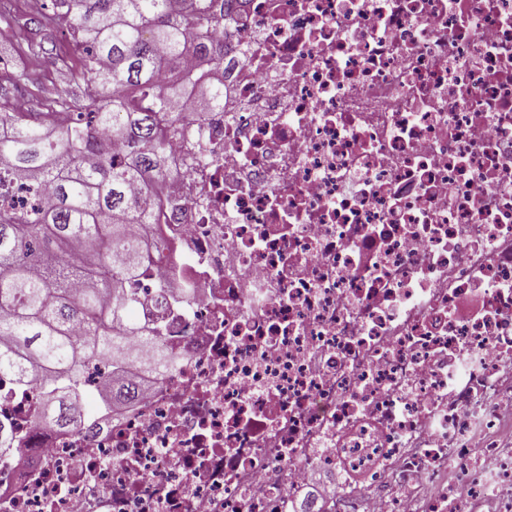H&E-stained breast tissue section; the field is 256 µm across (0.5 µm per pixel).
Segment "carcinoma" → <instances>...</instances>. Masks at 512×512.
Instances as JSON below:
<instances>
[{
  "label": "carcinoma",
  "instance_id": "cac0c4a2",
  "mask_svg": "<svg viewBox=\"0 0 512 512\" xmlns=\"http://www.w3.org/2000/svg\"><path fill=\"white\" fill-rule=\"evenodd\" d=\"M228 0H51L37 23L65 28L75 75L101 98L87 112H0V195L30 179V203L0 205V375L37 387L35 421L76 427L87 362L103 359L108 404L131 401L171 370L161 337L141 330L128 284L151 247L155 201L136 198L167 165L164 130L186 120L183 93L206 75L196 120L223 108L231 47L215 42ZM193 56L200 67L183 68ZM82 287L70 293L65 281ZM84 335H74L76 326Z\"/></svg>",
  "mask_w": 512,
  "mask_h": 512
}]
</instances>
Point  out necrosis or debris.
Here are the masks:
<instances>
[{"label": "necrosis or debris", "instance_id": "necrosis-or-debris-1", "mask_svg": "<svg viewBox=\"0 0 512 512\" xmlns=\"http://www.w3.org/2000/svg\"><path fill=\"white\" fill-rule=\"evenodd\" d=\"M90 429L0 377V512H512V0H238Z\"/></svg>", "mask_w": 512, "mask_h": 512}]
</instances>
